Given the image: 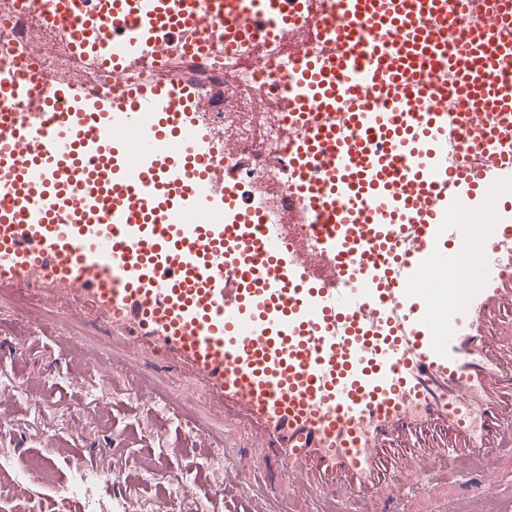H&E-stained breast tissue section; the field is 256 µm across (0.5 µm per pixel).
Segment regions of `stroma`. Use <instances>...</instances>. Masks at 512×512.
I'll use <instances>...</instances> for the list:
<instances>
[{"label":"stroma","mask_w":512,"mask_h":512,"mask_svg":"<svg viewBox=\"0 0 512 512\" xmlns=\"http://www.w3.org/2000/svg\"><path fill=\"white\" fill-rule=\"evenodd\" d=\"M13 330L11 321L0 324V341L14 352L12 361L0 368V448L8 446L37 458L47 451L46 441L53 435L59 443L58 481L71 477L76 462L103 476L104 484L91 493H71V512H148L152 502L164 498L175 500V512H226L220 483L179 496L171 479L192 472L197 455L163 403L136 399L127 384L109 380V370H120L124 364L121 351L92 330L77 331L91 358L84 373L75 374L56 366L42 339L21 338ZM157 384L188 409L193 424L225 433L223 447L210 453L211 462L229 457L249 467L250 440L230 431L219 410L200 394L188 392L170 373H161ZM163 448L178 451L166 469L137 468L142 453ZM45 481L42 469L34 468L15 482L0 484V504L13 510L23 499L54 502L56 495L46 490ZM469 487L466 473L447 479L426 477L420 489L385 500L383 512H468Z\"/></svg>","instance_id":"1"}]
</instances>
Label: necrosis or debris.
I'll return each instance as SVG.
<instances>
[{"label":"necrosis or debris","instance_id":"obj_1","mask_svg":"<svg viewBox=\"0 0 512 512\" xmlns=\"http://www.w3.org/2000/svg\"><path fill=\"white\" fill-rule=\"evenodd\" d=\"M288 60V51L277 41L258 40L236 48L226 46L224 37L214 34L195 53L185 52L177 39H169L161 53L146 54L130 67V80L145 85L161 77L193 75V93L203 103L193 115L195 127L204 129L206 140L200 147L222 160L224 170L234 179L243 204H253V186L264 182L280 194V206L267 212V221L280 224L294 212L289 196L295 176L288 164V150L297 137L292 118L278 112L257 121L226 122V112L249 113L257 99L273 100L269 86ZM25 63L45 70L53 83L78 77L92 94L111 86L107 70L89 55L76 53L65 28L49 22L44 0H0V74ZM236 82L238 96L225 100V82ZM234 141L239 154H224L225 141Z\"/></svg>","mask_w":512,"mask_h":512}]
</instances>
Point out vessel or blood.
I'll list each match as a JSON object with an SVG mask.
<instances>
[{
	"label": "vessel or blood",
	"instance_id": "obj_1",
	"mask_svg": "<svg viewBox=\"0 0 512 512\" xmlns=\"http://www.w3.org/2000/svg\"><path fill=\"white\" fill-rule=\"evenodd\" d=\"M452 0H47L74 47L112 70L46 95L44 71L0 78V308H50L134 352L135 393L157 364L223 408L259 448L227 476L234 505L278 474L326 512L404 495L422 476L512 460V224L481 253L449 214L512 184V37L483 26L460 47ZM264 31L292 52L275 84L302 117L288 155L299 222L241 204L223 165L187 151L200 132L188 82L143 88L130 57L171 34L195 46ZM326 52L310 51L313 41ZM455 68L457 83L446 72ZM220 206L218 224L197 213ZM463 268L427 285L433 269ZM439 440L384 477L393 440Z\"/></svg>",
	"mask_w": 512,
	"mask_h": 512
}]
</instances>
